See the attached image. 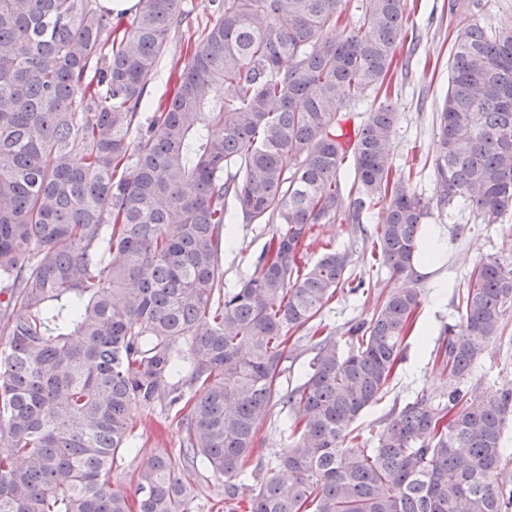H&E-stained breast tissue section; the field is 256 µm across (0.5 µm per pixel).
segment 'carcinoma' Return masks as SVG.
<instances>
[{
    "instance_id": "1",
    "label": "carcinoma",
    "mask_w": 512,
    "mask_h": 512,
    "mask_svg": "<svg viewBox=\"0 0 512 512\" xmlns=\"http://www.w3.org/2000/svg\"><path fill=\"white\" fill-rule=\"evenodd\" d=\"M183 0H0V512H192L179 473L224 482L246 512H512V388L465 389L481 343L503 339L512 263L490 258L457 291L460 322L437 359L448 390L393 409L373 437L354 424L387 391L421 304L391 289L371 318L312 341L304 382L279 392L290 335L314 327L351 280L353 252L303 260L313 227L345 223L412 280L423 220L457 202L482 224L512 210V31L457 32L433 145L435 194L389 165L398 120L372 102L343 148L340 114L389 95L409 0H209L171 94L142 121L147 83L193 19ZM80 159H75V156ZM353 157L343 195L339 173ZM274 224L252 273L224 287L231 224ZM293 413L277 468L252 462L276 403ZM158 404L184 430L176 456L112 487L134 412Z\"/></svg>"
}]
</instances>
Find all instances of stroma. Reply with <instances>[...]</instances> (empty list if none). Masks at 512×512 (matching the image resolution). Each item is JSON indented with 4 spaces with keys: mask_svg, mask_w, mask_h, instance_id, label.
I'll return each instance as SVG.
<instances>
[{
    "mask_svg": "<svg viewBox=\"0 0 512 512\" xmlns=\"http://www.w3.org/2000/svg\"><path fill=\"white\" fill-rule=\"evenodd\" d=\"M450 2L418 0L416 11L409 19L416 29L417 40L401 51L402 57L409 60L408 75L402 91L390 99L399 119L389 161L396 170L409 166L417 169L411 188L425 198L435 192L433 168L427 165L426 159L431 156L437 138L436 113L448 89V56L456 35L448 11ZM424 224L440 230L445 250L436 268L417 277L415 286L421 291V306L414 331L405 341V359L383 397L357 420L356 430L363 434L381 427L393 406L413 401L421 393L438 394L447 389L448 377L443 374L435 354L445 337V328L459 321L453 300L455 291L462 287L474 265L493 257L512 262V213L500 224H477L467 212L456 208L431 212ZM274 230L271 224L235 225L234 245L223 256L226 287H234L251 273ZM315 232L319 241L309 246V260L320 257V245L324 242L339 250L355 246L352 272L365 281L357 293L340 291L323 312V325L342 343L346 340V329L369 319L397 280L388 270H370L368 245L354 242L348 225L319 224ZM491 386L512 387V345L493 340L484 344L467 387L481 392ZM283 419V414L275 411L259 425L255 457L271 461L288 452L291 442L283 429ZM134 421L137 450L112 473L113 484L129 492L135 489L139 468L152 457L177 453L183 439L180 424L164 406L136 411Z\"/></svg>",
    "mask_w": 512,
    "mask_h": 512,
    "instance_id": "stroma-1",
    "label": "stroma"
}]
</instances>
